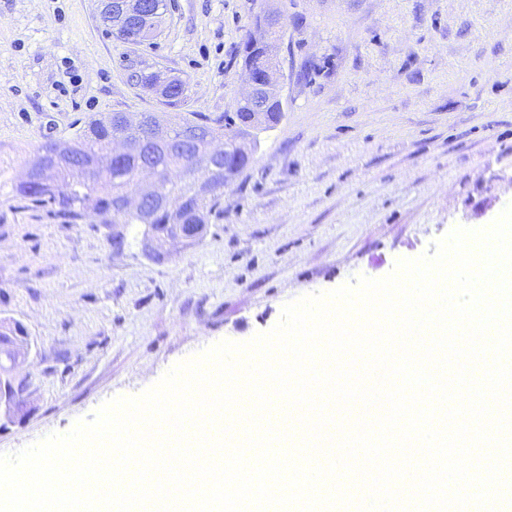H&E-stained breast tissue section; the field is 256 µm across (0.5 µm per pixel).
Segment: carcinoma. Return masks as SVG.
<instances>
[{
    "label": "carcinoma",
    "mask_w": 512,
    "mask_h": 512,
    "mask_svg": "<svg viewBox=\"0 0 512 512\" xmlns=\"http://www.w3.org/2000/svg\"><path fill=\"white\" fill-rule=\"evenodd\" d=\"M158 12L147 29L137 31L131 28L112 29V33L121 40L140 42L152 36L161 18L167 11L166 0H156ZM274 12L263 11L253 16L251 27L242 43L240 58L242 70L246 74L263 73L262 68H270L272 59L276 57L278 46L271 31V21ZM184 94V83L179 79L163 83L162 96L169 102H176ZM283 115L282 100L276 96L264 99L257 106L240 100L234 114L219 118H206L188 115L176 119H162L156 115L149 116L148 122L136 129H130L120 123L113 115L103 121L98 127L94 122H86L76 131L71 139L73 153L81 161H90L97 154L106 152L114 137H122L131 143L130 150L121 158L112 161L104 171L87 174L83 181L75 184L66 172L58 174V190L46 195L38 185L32 182H20L15 187L17 198L26 207L42 209L46 214L64 224H74L80 219L82 209L92 206L99 216V223L139 224L138 216L125 213L119 220H114L117 206L123 196L136 188L140 170L150 165L158 176L155 184V195L167 198L171 209L154 214L153 224H197L205 227L211 219L218 218L224 213V184L216 186L207 197L198 196L194 184L185 181H174L169 171L174 167L191 169L194 166L193 148L186 145L178 154H172L162 148L147 159L138 151L139 141L150 137L154 130L162 128L166 137L172 141H188L197 131L211 137L224 138L227 152L233 156L245 159L249 151L246 138L249 136L245 125L271 128L277 124Z\"/></svg>",
    "instance_id": "1"
}]
</instances>
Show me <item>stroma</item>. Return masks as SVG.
Wrapping results in <instances>:
<instances>
[{
	"label": "stroma",
	"mask_w": 512,
	"mask_h": 512,
	"mask_svg": "<svg viewBox=\"0 0 512 512\" xmlns=\"http://www.w3.org/2000/svg\"><path fill=\"white\" fill-rule=\"evenodd\" d=\"M157 33L113 37L95 0H0V318L22 324L24 415L0 407V454L137 395L283 306L380 279L455 227L512 204V0H167ZM284 23V112L259 131L194 246L142 255L141 227L63 224L13 189L46 142L94 115L217 118L244 87L253 16ZM185 82L170 104L138 84Z\"/></svg>",
	"instance_id": "1"
}]
</instances>
